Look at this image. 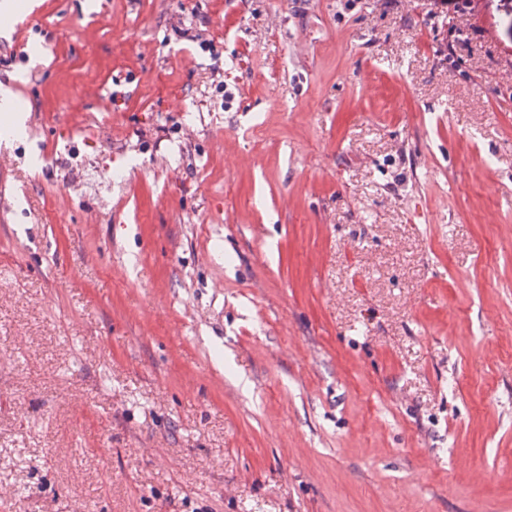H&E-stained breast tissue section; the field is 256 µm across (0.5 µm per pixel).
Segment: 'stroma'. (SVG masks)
<instances>
[{"mask_svg": "<svg viewBox=\"0 0 512 512\" xmlns=\"http://www.w3.org/2000/svg\"><path fill=\"white\" fill-rule=\"evenodd\" d=\"M0 512H512V0H14Z\"/></svg>", "mask_w": 512, "mask_h": 512, "instance_id": "1", "label": "stroma"}]
</instances>
